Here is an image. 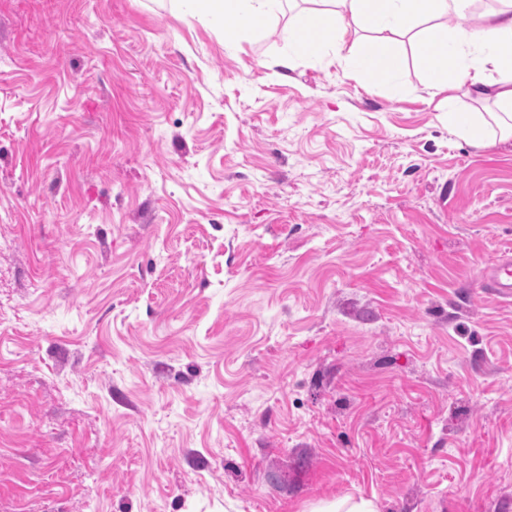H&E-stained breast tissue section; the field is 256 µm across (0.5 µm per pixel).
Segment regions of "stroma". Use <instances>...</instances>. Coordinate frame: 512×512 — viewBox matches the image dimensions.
<instances>
[{
  "mask_svg": "<svg viewBox=\"0 0 512 512\" xmlns=\"http://www.w3.org/2000/svg\"><path fill=\"white\" fill-rule=\"evenodd\" d=\"M306 9L0 0V512H512V137ZM203 15L219 22L225 40H235L243 25H260L280 11L282 0H186ZM230 20H235L230 23ZM480 280L483 288L490 290L501 298H512V255L504 254L493 267L481 271ZM313 512H379L378 505L371 499L360 497L359 500L347 498L317 507Z\"/></svg>",
  "mask_w": 512,
  "mask_h": 512,
  "instance_id": "35a3bbf8",
  "label": "stroma"
}]
</instances>
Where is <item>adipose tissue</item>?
<instances>
[{
  "label": "adipose tissue",
  "mask_w": 512,
  "mask_h": 512,
  "mask_svg": "<svg viewBox=\"0 0 512 512\" xmlns=\"http://www.w3.org/2000/svg\"><path fill=\"white\" fill-rule=\"evenodd\" d=\"M203 15L219 22L226 40H234L245 25H260L279 12L282 0H188ZM294 35L292 49L281 58L292 65L296 56L315 54L327 44L343 47L361 31L373 33L377 44L395 49L403 40L413 41L422 60L445 68L435 79V89L446 92L448 124L467 139L483 138L489 126L512 136V55L503 54L512 42V0L481 14L474 28H452L448 22L471 0H315ZM429 33H422V25ZM493 100L489 116L462 117L458 98Z\"/></svg>",
  "instance_id": "ef3b65f1"
}]
</instances>
